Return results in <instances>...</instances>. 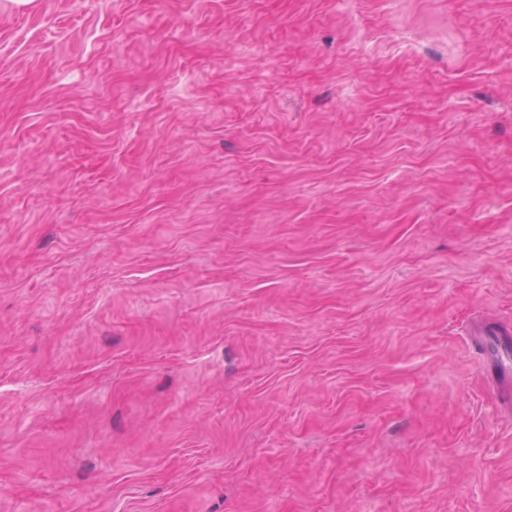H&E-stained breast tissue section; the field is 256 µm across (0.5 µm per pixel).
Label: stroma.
Returning <instances> with one entry per match:
<instances>
[{
	"label": "stroma",
	"instance_id": "1",
	"mask_svg": "<svg viewBox=\"0 0 512 512\" xmlns=\"http://www.w3.org/2000/svg\"><path fill=\"white\" fill-rule=\"evenodd\" d=\"M512 0H0V512H512ZM491 337L498 345V353L489 350L487 339ZM512 347V327L510 325H487L474 337L473 348L477 354L483 375L492 382L504 385L509 380V371L503 364V357Z\"/></svg>",
	"mask_w": 512,
	"mask_h": 512
}]
</instances>
